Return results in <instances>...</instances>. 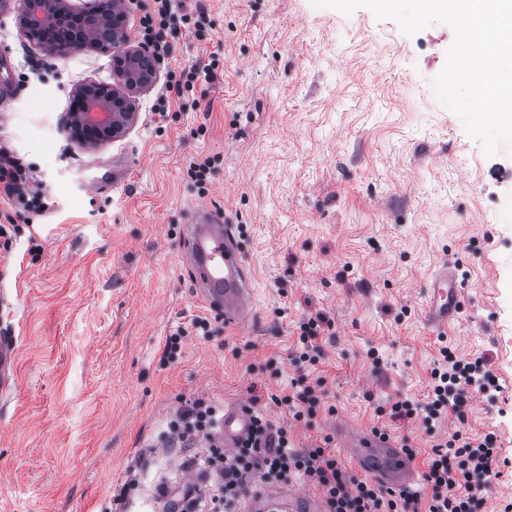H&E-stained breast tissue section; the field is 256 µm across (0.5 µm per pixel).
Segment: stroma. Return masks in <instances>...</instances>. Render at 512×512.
I'll use <instances>...</instances> for the list:
<instances>
[{
	"label": "stroma",
	"instance_id": "1",
	"mask_svg": "<svg viewBox=\"0 0 512 512\" xmlns=\"http://www.w3.org/2000/svg\"><path fill=\"white\" fill-rule=\"evenodd\" d=\"M154 86L122 136L88 149L65 129L74 90L112 80V55L52 56L0 11V142L47 187L0 257V331L19 346L17 387L0 396V512H152L155 487L189 475L159 446L185 402L253 404L291 428L295 448L333 437L337 419L409 440L425 468L455 430L495 433L509 463L485 512L512 502V146L486 156L436 97L453 29L413 35L366 8L314 0H183ZM205 34L195 37L193 18ZM214 63L212 82L182 70ZM168 117L159 120L158 108ZM210 159L205 188L188 175ZM222 210L244 245L256 316L225 328L196 295L180 236L192 205ZM454 269L462 311L443 332L422 319L426 288ZM331 321L317 365L294 362L299 325ZM211 324L198 336L192 321ZM185 328L178 360L167 336ZM484 358L500 389L467 420H395L425 400L441 346ZM321 379L323 402L294 421L272 395Z\"/></svg>",
	"mask_w": 512,
	"mask_h": 512
}]
</instances>
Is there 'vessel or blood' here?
<instances>
[{
    "label": "vessel or blood",
    "mask_w": 512,
    "mask_h": 512,
    "mask_svg": "<svg viewBox=\"0 0 512 512\" xmlns=\"http://www.w3.org/2000/svg\"><path fill=\"white\" fill-rule=\"evenodd\" d=\"M189 265L195 277L199 300L225 326L243 327L252 319L255 290L244 272V252L221 213L200 205L192 210L181 227ZM463 291L449 267L437 271L430 284L424 309L425 324L437 330L447 328L461 309ZM18 345L14 337H0V391L8 392L16 384ZM249 427L247 412L239 408L225 410L222 441L225 451H233ZM337 439L354 467L361 474L393 488L412 485L417 472L397 440L362 429L338 425ZM326 512L325 506L311 508L304 493L282 494L270 489L259 504L261 512Z\"/></svg>",
    "instance_id": "1"
}]
</instances>
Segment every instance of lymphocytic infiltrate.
<instances>
[{
  "instance_id": "1",
  "label": "lymphocytic infiltrate",
  "mask_w": 512,
  "mask_h": 512,
  "mask_svg": "<svg viewBox=\"0 0 512 512\" xmlns=\"http://www.w3.org/2000/svg\"><path fill=\"white\" fill-rule=\"evenodd\" d=\"M29 170L0 147V191L15 210L45 209L44 189L32 188ZM442 361L431 374L432 385L424 403L403 400L392 405L390 414L403 420L424 412L426 420L453 414L465 422L473 393H487L496 379L483 359L458 357L441 348ZM217 409L198 398L183 406L170 423V438L180 447L206 442L207 450L187 458L188 467L198 471L200 482L186 485L182 496L171 499V512H236L241 501L259 482L290 474L317 488L328 512H479L483 493L499 479L500 446L495 433L480 438L455 431L432 448L421 490L395 491L369 480L349 475L328 447L294 448L290 430L273 427L265 416L252 417V432L233 453L214 444Z\"/></svg>"
}]
</instances>
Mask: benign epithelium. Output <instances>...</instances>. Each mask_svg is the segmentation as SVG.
Masks as SVG:
<instances>
[{
  "label": "benign epithelium",
  "instance_id": "obj_1",
  "mask_svg": "<svg viewBox=\"0 0 512 512\" xmlns=\"http://www.w3.org/2000/svg\"><path fill=\"white\" fill-rule=\"evenodd\" d=\"M9 6L18 12L25 35L37 39L38 47L50 55L58 54V49L43 35L78 20L82 21V34L74 37L72 47H99L112 52V74L117 87L100 84L81 87L77 97L81 98L82 106L69 113L68 129L74 142L89 148L99 145V139L107 134L112 138L124 134L137 119L136 95L150 89L157 77V61L130 45L126 4L102 15L96 9L76 14L67 0H0V9ZM95 27L112 29V44L85 39V31Z\"/></svg>",
  "mask_w": 512,
  "mask_h": 512
}]
</instances>
